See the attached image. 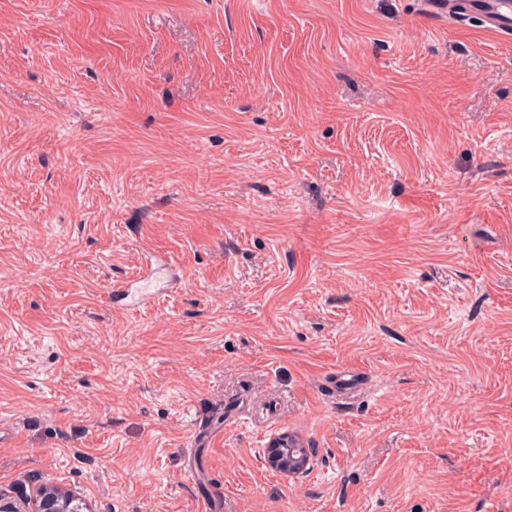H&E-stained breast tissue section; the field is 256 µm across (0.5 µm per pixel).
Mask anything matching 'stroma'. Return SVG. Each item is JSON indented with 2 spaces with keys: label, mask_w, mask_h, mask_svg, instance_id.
I'll list each match as a JSON object with an SVG mask.
<instances>
[{
  "label": "stroma",
  "mask_w": 512,
  "mask_h": 512,
  "mask_svg": "<svg viewBox=\"0 0 512 512\" xmlns=\"http://www.w3.org/2000/svg\"><path fill=\"white\" fill-rule=\"evenodd\" d=\"M43 483L512 512V39L425 0H0V494ZM298 439L288 433L270 438L263 455L266 465L280 473L296 476L305 473L309 465L306 448H301Z\"/></svg>",
  "instance_id": "1"
}]
</instances>
